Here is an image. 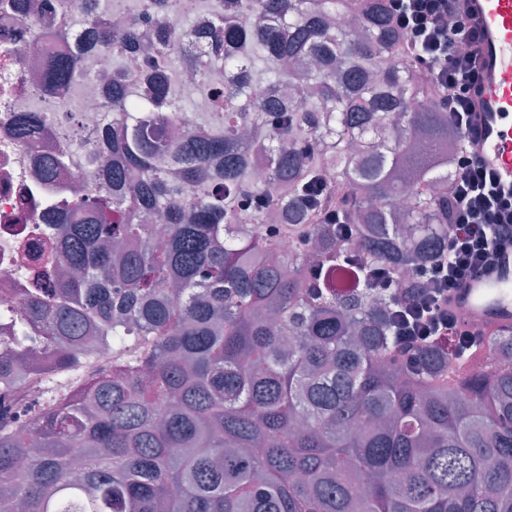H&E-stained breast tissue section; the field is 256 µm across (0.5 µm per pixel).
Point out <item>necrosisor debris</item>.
Listing matches in <instances>:
<instances>
[{"mask_svg":"<svg viewBox=\"0 0 512 512\" xmlns=\"http://www.w3.org/2000/svg\"><path fill=\"white\" fill-rule=\"evenodd\" d=\"M20 2L17 8L0 5V330L18 318L26 291L36 285L31 274L33 251L47 232V201L67 206L70 189L77 185L89 193L99 190L88 164L86 136L106 97L99 77L116 66L111 49L93 48L84 56L93 77L69 98L38 91L37 66L59 48L55 33L77 18L86 32L91 22L83 17V0ZM21 112L51 114V134L32 145L15 140L14 120ZM61 152L68 155L67 172L45 180L46 161Z\"/></svg>","mask_w":512,"mask_h":512,"instance_id":"obj_1","label":"necrosis or debris"}]
</instances>
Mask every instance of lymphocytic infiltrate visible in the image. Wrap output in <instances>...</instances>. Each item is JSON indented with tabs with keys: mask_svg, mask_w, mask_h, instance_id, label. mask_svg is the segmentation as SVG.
I'll return each instance as SVG.
<instances>
[{
	"mask_svg": "<svg viewBox=\"0 0 512 512\" xmlns=\"http://www.w3.org/2000/svg\"><path fill=\"white\" fill-rule=\"evenodd\" d=\"M462 0H385L391 22L404 36L402 51L431 77L439 101L464 141L479 134L471 97L480 80V34L469 24ZM452 223L479 226L476 235L450 237L423 286L398 305L396 327L401 344L424 348L446 333L456 315L450 294L467 278L487 269L504 242H512V190H504L470 153L457 160L448 186Z\"/></svg>",
	"mask_w": 512,
	"mask_h": 512,
	"instance_id": "lymphocytic-infiltrate-1",
	"label": "lymphocytic infiltrate"
}]
</instances>
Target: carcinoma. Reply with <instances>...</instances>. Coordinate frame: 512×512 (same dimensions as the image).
<instances>
[{"mask_svg":"<svg viewBox=\"0 0 512 512\" xmlns=\"http://www.w3.org/2000/svg\"><path fill=\"white\" fill-rule=\"evenodd\" d=\"M92 2L119 50L92 134L103 190L50 227L37 277L54 287L0 335L1 395L59 386L25 428L0 409V512H512V327H450L413 365L397 349V298L480 228L448 223L461 139L383 0H220L200 40L193 18L165 27L173 0H150V34ZM83 54L64 49L42 90L69 95ZM182 72L217 107L173 139ZM51 123L24 112L14 134ZM326 172L350 239L308 219ZM355 251L395 269L391 290ZM102 347L109 370L91 367Z\"/></svg>","mask_w":512,"mask_h":512,"instance_id":"carcinoma-1","label":"carcinoma"}]
</instances>
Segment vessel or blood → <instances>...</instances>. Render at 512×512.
<instances>
[{
  "instance_id": "1",
  "label": "vessel or blood",
  "mask_w": 512,
  "mask_h": 512,
  "mask_svg": "<svg viewBox=\"0 0 512 512\" xmlns=\"http://www.w3.org/2000/svg\"><path fill=\"white\" fill-rule=\"evenodd\" d=\"M482 34L481 80L474 94L480 136L469 144L500 184L512 185V0H464ZM486 330L512 326V244L499 249L495 268L465 280L449 301Z\"/></svg>"
}]
</instances>
